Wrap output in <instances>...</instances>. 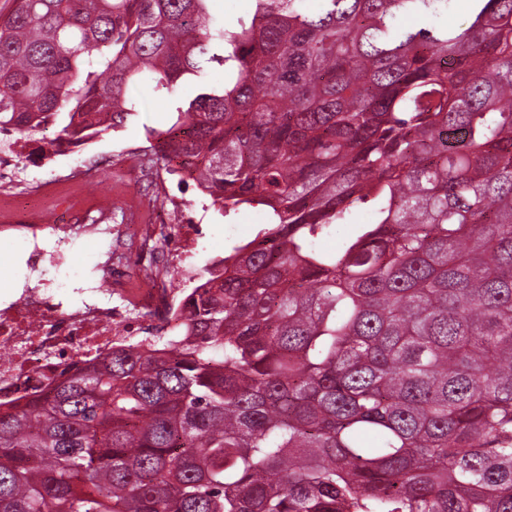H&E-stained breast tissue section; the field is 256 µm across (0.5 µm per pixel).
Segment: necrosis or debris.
I'll use <instances>...</instances> for the list:
<instances>
[{
    "instance_id": "obj_1",
    "label": "necrosis or debris",
    "mask_w": 512,
    "mask_h": 512,
    "mask_svg": "<svg viewBox=\"0 0 512 512\" xmlns=\"http://www.w3.org/2000/svg\"><path fill=\"white\" fill-rule=\"evenodd\" d=\"M46 197L36 186L26 205L0 211V243L14 244L35 278L0 300V401L20 405L45 397L113 347L164 335L207 285L191 263L203 227L188 223L178 202L127 200L126 223L114 225L96 204L71 198L41 224L34 215ZM84 241L98 261L78 269L69 258ZM48 265L55 277L39 279Z\"/></svg>"
}]
</instances>
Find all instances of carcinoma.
<instances>
[{
	"mask_svg": "<svg viewBox=\"0 0 512 512\" xmlns=\"http://www.w3.org/2000/svg\"><path fill=\"white\" fill-rule=\"evenodd\" d=\"M209 2L0 15V135L97 137L147 73L209 207H265L165 343L0 402V512H512V0ZM247 3L246 0H212L211 12L217 17H224L226 22L231 23L246 11Z\"/></svg>",
	"mask_w": 512,
	"mask_h": 512,
	"instance_id": "cac0c4a2",
	"label": "carcinoma"
}]
</instances>
